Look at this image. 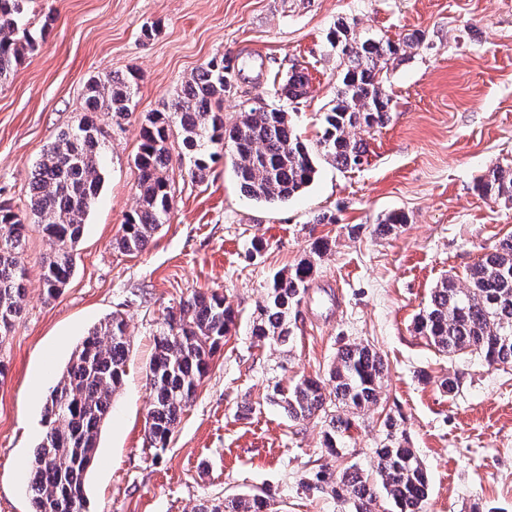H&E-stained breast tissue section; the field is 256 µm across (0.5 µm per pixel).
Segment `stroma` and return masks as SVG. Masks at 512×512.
<instances>
[{"instance_id": "35a3bbf8", "label": "stroma", "mask_w": 512, "mask_h": 512, "mask_svg": "<svg viewBox=\"0 0 512 512\" xmlns=\"http://www.w3.org/2000/svg\"><path fill=\"white\" fill-rule=\"evenodd\" d=\"M24 22L37 48L0 88V203L26 208L30 173L54 136L83 116L90 76L133 72L139 85L125 119H100L110 134L103 182L74 272L56 296L41 281L50 243L29 234L24 311L0 338L8 364L0 512H30L26 477L44 433L45 398L87 330L115 313L126 320L129 354L88 478L90 512H197L246 493L263 494L268 512H344L302 482L321 467L354 464L373 474L388 415L427 472L423 512H512V368L448 359L414 330L442 279L464 278L512 234V201L475 188L489 167L512 170V0H28ZM340 22L363 37L423 36L390 65L392 120L364 133L367 163L342 170L318 160L298 196L256 201L241 193L230 155L192 178L172 129L170 218L145 251L120 250L115 239L138 199L133 159L146 116L166 111L199 66L223 56L236 71L225 126L245 101L260 100L284 108L302 140L315 144L336 94L339 61L327 36ZM297 69L309 78L308 95L279 100L275 82ZM323 212L335 223H314ZM393 212L405 213L406 224L377 235ZM321 239L330 250L314 260L289 316V346H256L250 326L272 275L311 258ZM212 291L231 302L236 326L168 447H149L155 340L169 311ZM353 341L370 343L388 372L378 405L350 433L348 455L336 458L319 421L292 420L267 395L276 384L327 377L337 348ZM454 375L460 386L449 395L439 383Z\"/></svg>"}]
</instances>
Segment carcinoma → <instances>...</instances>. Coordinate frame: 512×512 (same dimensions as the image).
Returning a JSON list of instances; mask_svg holds the SVG:
<instances>
[{
    "label": "carcinoma",
    "instance_id": "obj_1",
    "mask_svg": "<svg viewBox=\"0 0 512 512\" xmlns=\"http://www.w3.org/2000/svg\"><path fill=\"white\" fill-rule=\"evenodd\" d=\"M25 2L0 0V88L13 80L25 55L36 49L35 39L22 27ZM422 41L420 34L400 42L357 39L349 26L337 24L328 43L344 68L336 100L324 115L322 134L313 148L296 134L288 112L261 101L245 107L238 122L225 128L222 104L224 94L234 87L235 67L222 56L203 63L185 81L168 111L146 118L134 158L137 205L121 225L119 248L132 254L144 251L168 219L173 199L168 178L171 127L180 129L184 146L193 152L192 177L202 178L208 162L225 150L233 157L236 178L246 195L286 201L314 180L317 153L341 169L360 167L366 146L352 131L381 128L391 121L386 91L390 62ZM138 80L134 74L108 73L87 82L86 114L77 126L57 135L31 172L32 221L0 205V335L12 329L24 309L27 273L21 255L30 229H37L52 245L42 271L47 294L59 293L70 278L73 252L103 181L107 131L97 119L127 116ZM308 88L306 75L296 71L279 85V92L297 104ZM476 187L485 197L511 200L512 171L491 167L477 179ZM406 222L405 214L393 213L377 225L376 232L387 237ZM313 272L314 262L308 259L273 276L252 325L254 339L288 346L292 335L288 318L304 297ZM233 327L231 304L215 292L196 293L169 314L149 367L150 447H166L195 399L211 357ZM414 328L450 358L477 353L491 367H512V235L481 256L466 273L465 284L443 279L430 293ZM127 357L126 324L115 314L94 325L73 350L45 399V433L34 450L28 484L32 512H89L85 481L101 429L112 413V398L122 385ZM386 370L370 345L347 343L338 349L330 369L331 388L317 378H305L288 389L276 383L268 400L294 420L321 421L325 446L337 456L354 425L353 415L378 403ZM383 427L385 438L375 450L377 478L363 475L353 465L337 473L322 468L308 473L303 486L348 504L350 512H375L382 498L392 502L395 512H422L426 472L395 420L386 417ZM265 507L262 496L253 493L227 497L222 505H204L199 512H264Z\"/></svg>",
    "mask_w": 512,
    "mask_h": 512
}]
</instances>
